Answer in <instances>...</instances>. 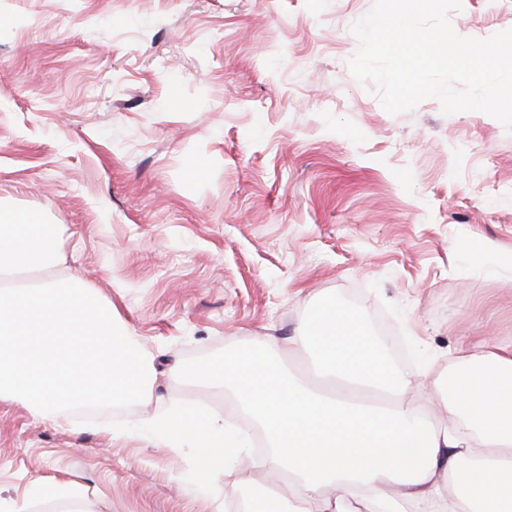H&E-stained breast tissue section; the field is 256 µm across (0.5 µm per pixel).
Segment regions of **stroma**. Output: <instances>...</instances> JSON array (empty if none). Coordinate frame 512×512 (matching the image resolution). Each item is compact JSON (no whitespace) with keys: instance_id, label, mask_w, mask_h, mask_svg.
I'll return each mask as SVG.
<instances>
[{"instance_id":"35a3bbf8","label":"stroma","mask_w":512,"mask_h":512,"mask_svg":"<svg viewBox=\"0 0 512 512\" xmlns=\"http://www.w3.org/2000/svg\"><path fill=\"white\" fill-rule=\"evenodd\" d=\"M375 0H0V204L56 225L65 262L154 360L151 399L36 418L0 401V499L55 512H214L189 450L133 426L169 402L260 425L232 391L166 370L292 335L325 300L384 326L398 366L439 374L465 342L512 341V132L436 99L392 115L357 82L353 24ZM466 36L512 0H462ZM41 494L55 500L60 512H95L93 503L71 482L45 483L41 487Z\"/></svg>"}]
</instances>
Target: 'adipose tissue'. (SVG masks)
Returning a JSON list of instances; mask_svg holds the SVG:
<instances>
[{"mask_svg":"<svg viewBox=\"0 0 512 512\" xmlns=\"http://www.w3.org/2000/svg\"><path fill=\"white\" fill-rule=\"evenodd\" d=\"M302 351L319 382L291 374ZM387 352L355 311L327 300L294 336L170 366L187 385L241 397L269 445L249 459L274 478L259 488L238 464L241 433L204 408L168 403L144 427L172 452L190 444L200 488L233 493L222 512H512V343L459 345L431 381ZM422 389L440 418L416 406Z\"/></svg>","mask_w":512,"mask_h":512,"instance_id":"adipose-tissue-1","label":"adipose tissue"}]
</instances>
